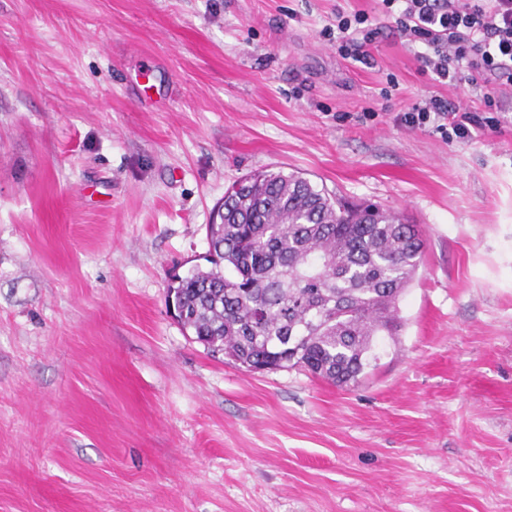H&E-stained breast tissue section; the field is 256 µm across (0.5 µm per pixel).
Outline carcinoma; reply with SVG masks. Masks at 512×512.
Returning <instances> with one entry per match:
<instances>
[{
    "label": "carcinoma",
    "instance_id": "1",
    "mask_svg": "<svg viewBox=\"0 0 512 512\" xmlns=\"http://www.w3.org/2000/svg\"><path fill=\"white\" fill-rule=\"evenodd\" d=\"M210 268L170 281L180 324L251 371L303 368L339 387L378 366L424 243L414 224L349 205L292 172L234 182L206 225Z\"/></svg>",
    "mask_w": 512,
    "mask_h": 512
}]
</instances>
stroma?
I'll return each mask as SVG.
<instances>
[{
  "label": "stroma",
  "mask_w": 512,
  "mask_h": 512,
  "mask_svg": "<svg viewBox=\"0 0 512 512\" xmlns=\"http://www.w3.org/2000/svg\"><path fill=\"white\" fill-rule=\"evenodd\" d=\"M344 6L378 8L0 0V512H512V124H398L472 93L387 27L350 65ZM265 169L423 234L358 384L249 372L168 312Z\"/></svg>",
  "instance_id": "obj_1"
}]
</instances>
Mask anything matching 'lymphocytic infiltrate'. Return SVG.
I'll list each match as a JSON object with an SVG mask.
<instances>
[{
	"instance_id": "f902f5d3",
	"label": "lymphocytic infiltrate",
	"mask_w": 512,
	"mask_h": 512,
	"mask_svg": "<svg viewBox=\"0 0 512 512\" xmlns=\"http://www.w3.org/2000/svg\"><path fill=\"white\" fill-rule=\"evenodd\" d=\"M379 11L411 48L432 83L482 91L481 106L438 96L413 105L399 118L409 128H433L448 141L468 142L500 129L498 94L512 90V0H378ZM380 33L365 11L337 9L335 25L320 35L343 59L371 65Z\"/></svg>"
}]
</instances>
